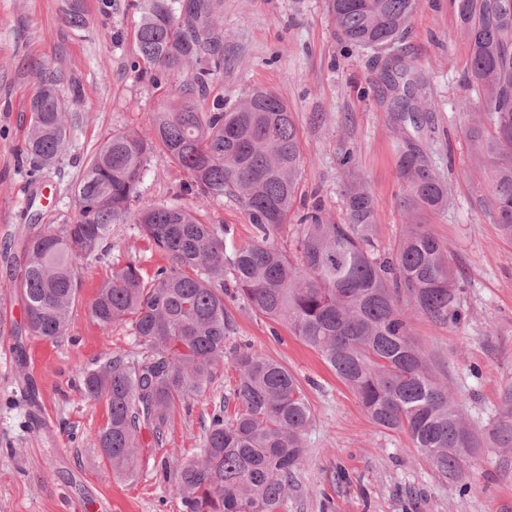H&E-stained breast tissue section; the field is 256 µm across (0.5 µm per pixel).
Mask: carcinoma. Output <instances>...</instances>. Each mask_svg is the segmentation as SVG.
<instances>
[{"mask_svg":"<svg viewBox=\"0 0 512 512\" xmlns=\"http://www.w3.org/2000/svg\"><path fill=\"white\" fill-rule=\"evenodd\" d=\"M66 20L86 25L80 0H66ZM420 0H329L339 36L352 49L370 50L379 76L393 92L391 121L403 134L396 171L398 205L410 224L396 249H378L375 194L349 181L338 222L314 204L301 218L296 256L271 241L288 223L303 173L298 129L275 93L254 90L234 104L205 98L224 65V40L214 31L222 0H138L136 40L153 79L196 65L190 83L155 114L152 131H115L87 162L76 185L78 216L55 232L21 238L19 271L25 330L55 339L68 327L80 290L77 261L98 255L138 197L149 159L162 148L187 175L183 191L202 200L231 197L258 236L231 253L224 229L204 224L182 205L143 203L139 234L167 264L144 277L133 263L112 271L90 303L104 330L127 321L147 354L136 361L111 356L83 372L88 399L105 397L106 425L93 441L120 478L139 469L142 436L162 444L172 412L212 381L224 361L235 320L224 302V273L232 297L281 325L316 351L356 395L372 423L406 433L444 478L463 477L479 447L447 383L437 377L412 336V318L424 315L457 326L459 285L446 245L418 221L448 208V182L432 168L424 143L413 61L392 52L408 34ZM468 47L462 111L475 112L466 129L478 160H489V200H477L512 239V0H454ZM31 102L25 144L33 172L52 165L67 142L68 113L58 78L40 75ZM232 395L215 405L204 428L200 456L177 465L171 491L185 512H280L305 454L313 414L296 376L255 350L236 351ZM231 417H226L228 407ZM492 434L512 446V389Z\"/></svg>","mask_w":512,"mask_h":512,"instance_id":"obj_1","label":"carcinoma"}]
</instances>
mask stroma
Returning a JSON list of instances; mask_svg holds the SVG:
<instances>
[{
  "mask_svg": "<svg viewBox=\"0 0 512 512\" xmlns=\"http://www.w3.org/2000/svg\"><path fill=\"white\" fill-rule=\"evenodd\" d=\"M63 6L64 0H0V307L10 310L9 319L0 320V512H184L164 474L199 453L215 404L236 383L232 362L217 370L203 394L175 409L162 446L142 448L135 478L115 477L90 445L107 421V403L86 397L83 372L113 355L135 360L147 352L130 323L104 330L89 314L112 270L133 263L151 275L163 265L136 224L113 225L106 251L80 260L79 300L63 336L24 333L16 248L22 230L72 223L74 186L104 138L150 132L154 112L192 77L187 71L153 83L151 70L139 63L134 0H84L87 25L80 30L68 26ZM218 30L224 69L212 97L229 105L261 87L278 94L294 115L304 158L296 210L318 199L341 218L347 181L367 183L376 194L378 245L390 251L403 229L399 136L387 100L370 82L377 74L370 53L343 47L328 0H224ZM395 51L421 72L426 123L420 138L451 186L448 209L422 221L448 247L463 321L451 329L419 315L413 334L477 433L479 448L462 483L442 478L407 434L377 429L317 352L231 297L226 305L236 330L225 351L247 345L281 362L308 396L315 422L283 512H512V447H499L489 433L512 383V241L476 204L490 197L492 179L465 135L467 51L450 0H421ZM41 69L60 76L71 129L55 165L35 180L22 149ZM349 148L354 157L346 169L340 159ZM185 179L155 151L130 211L145 200L191 206L203 223L224 228L227 246L252 239V224L231 198L199 201L181 192Z\"/></svg>",
  "mask_w": 512,
  "mask_h": 512,
  "instance_id": "1",
  "label": "stroma"
}]
</instances>
